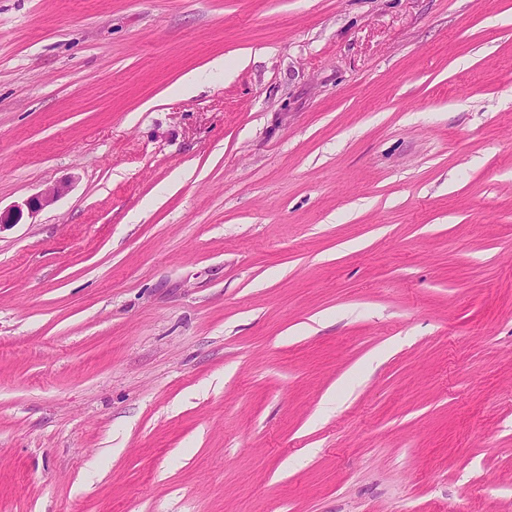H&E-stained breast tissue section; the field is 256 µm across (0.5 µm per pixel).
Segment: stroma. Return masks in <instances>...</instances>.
<instances>
[{"label":"stroma","instance_id":"1","mask_svg":"<svg viewBox=\"0 0 512 512\" xmlns=\"http://www.w3.org/2000/svg\"><path fill=\"white\" fill-rule=\"evenodd\" d=\"M58 183L0 512H512V0H0V207Z\"/></svg>","mask_w":512,"mask_h":512}]
</instances>
